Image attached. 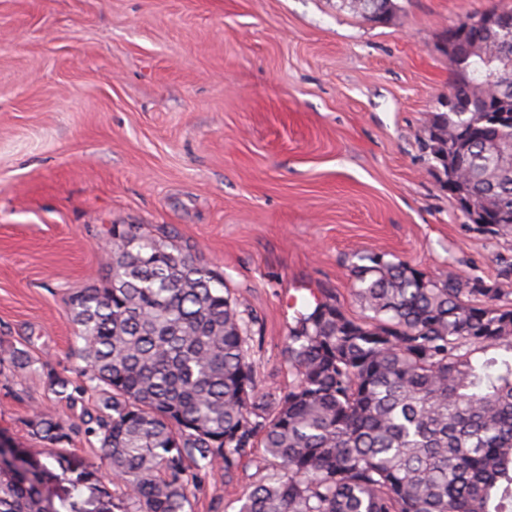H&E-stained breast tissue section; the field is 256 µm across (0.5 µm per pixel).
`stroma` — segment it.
<instances>
[{
    "label": "stroma",
    "instance_id": "35a3bbf8",
    "mask_svg": "<svg viewBox=\"0 0 512 512\" xmlns=\"http://www.w3.org/2000/svg\"><path fill=\"white\" fill-rule=\"evenodd\" d=\"M385 24L337 0H0V438L98 466L84 512H131L95 438L28 421L93 409L68 301L106 278L104 229L137 224L222 274L242 301L260 394L294 382L296 300L360 316L351 264L387 252L454 269L512 304V232L465 221L420 148L447 100L446 28L512 0H395ZM77 387L75 403L48 372ZM266 464L190 468L192 512H237ZM32 434L51 445H58L70 438L69 430L52 414L37 412L30 419Z\"/></svg>",
    "mask_w": 512,
    "mask_h": 512
}]
</instances>
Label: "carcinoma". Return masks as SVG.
Here are the masks:
<instances>
[{
	"label": "carcinoma",
	"mask_w": 512,
	"mask_h": 512,
	"mask_svg": "<svg viewBox=\"0 0 512 512\" xmlns=\"http://www.w3.org/2000/svg\"><path fill=\"white\" fill-rule=\"evenodd\" d=\"M457 48V98L485 97L481 111L447 103L427 120L425 154L471 224L512 226V45L474 28L476 50ZM104 285L71 296L85 383L99 391L81 419L134 512H187V462L224 465L259 441L270 467L238 512H512V306L497 289L448 270L438 275L388 258L357 255L349 317L336 296L301 301L285 353L296 381L258 394L241 301L222 275L135 224L106 229ZM482 296L481 302L474 297ZM23 349L0 354V375L28 366ZM51 445L70 438L52 414L30 419ZM29 470H0V512L56 508L40 481L78 492L94 472H60L26 452Z\"/></svg>",
	"instance_id": "carcinoma-1"
}]
</instances>
